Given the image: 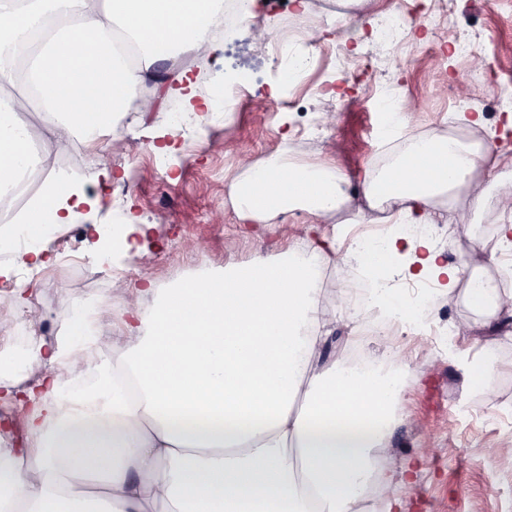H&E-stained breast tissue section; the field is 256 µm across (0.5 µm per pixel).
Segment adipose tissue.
Segmentation results:
<instances>
[{"label":"adipose tissue","instance_id":"obj_1","mask_svg":"<svg viewBox=\"0 0 512 512\" xmlns=\"http://www.w3.org/2000/svg\"><path fill=\"white\" fill-rule=\"evenodd\" d=\"M220 0H0V211L29 169L46 178L14 219L0 249V288L28 316L19 268L47 263L48 224L72 223L87 198L62 173L60 156L78 131L100 152L114 114H147L179 98L197 113L190 52L223 51L208 37ZM47 28L15 82L18 44ZM152 85L149 96L137 87ZM483 154L423 135L399 163L367 171L366 206L385 212V239L352 243L347 254L380 280L389 263L442 290L461 283L415 224H444L439 198L462 192L474 209L488 197L474 176ZM348 177L336 163L294 165L280 155L248 166L230 184L244 224H274L291 209L316 218L345 202ZM136 220L99 232L94 249L136 253ZM305 258H255L159 288L146 284L117 316L111 353L77 322L66 343L46 348L35 333L21 347L41 368L33 383L0 379V401L20 412L23 447L0 442V512H367L369 478L387 485L376 454L398 422L402 384L377 372L319 369L316 351L334 330L313 285L317 266L338 261L335 239L307 240ZM467 300L486 316L505 294L471 271Z\"/></svg>","mask_w":512,"mask_h":512}]
</instances>
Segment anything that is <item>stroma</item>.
I'll return each mask as SVG.
<instances>
[{
    "label": "stroma",
    "mask_w": 512,
    "mask_h": 512,
    "mask_svg": "<svg viewBox=\"0 0 512 512\" xmlns=\"http://www.w3.org/2000/svg\"><path fill=\"white\" fill-rule=\"evenodd\" d=\"M443 15L428 22L440 34L455 32L479 36L487 60L502 74H512V9L498 0H445ZM345 24L344 12L335 21L318 26L320 48L301 83L285 86L273 60L260 55V20L224 32V54L215 61L213 86L224 83L225 68H232L243 90L237 112L214 111L208 115L207 135L185 131L173 155L160 156L143 133L145 127L159 129L173 121L172 100H164L162 111L149 119L131 115L128 135H116L95 158L82 152L81 183L103 193V205L82 211L69 236L48 242L53 263L42 270H18L20 281L31 282L42 317L60 326L54 344L65 340L76 321L101 307L115 308L134 283L151 278L170 287L193 275L219 272L229 265H242L257 255L276 256L304 237L310 217L306 212L289 213L278 224L238 223L228 196L230 182L242 170L243 161L257 162L288 141H295L302 120L292 105L294 98L308 95L326 82L336 80V61L327 55ZM434 46L426 39L406 48L391 61L380 86L399 84L412 111L415 127L424 133L438 129L439 113L448 99L441 85L463 69L456 58L436 67ZM377 47L360 42L354 50L357 64L344 90L351 102L348 111L337 113L325 139L307 145L293 157L297 163L336 160L350 176V193L341 210L326 217L320 232L336 237L349 247L353 232L349 221L361 208L359 187L367 169L380 158L385 142L380 130L375 98L363 87L374 75L372 60ZM114 175H126L131 187L123 204L111 200V186L97 183L100 167ZM176 177L168 195L158 192L161 168ZM490 202L473 210L464 196H456L449 217L451 240L441 249L449 262L464 264L488 274L498 269L494 251L501 211L497 198L512 191V179L491 165L481 166ZM140 216L151 227L146 253L115 260L114 270L132 272L129 281H110L83 273L71 274L59 261L61 252L78 247L88 252L95 240L97 224H120L126 213ZM355 262L326 264L324 304L336 317V330L317 353L320 365L344 369L347 354L359 346L380 358L400 361L406 382L400 400L401 420L391 430L380 452L381 468L405 472L406 484L378 493V500L396 498L401 512H512V317H502L499 326L487 327L485 318L468 302L464 285L452 291H436L433 320L461 326L456 345L439 353L428 331L402 330L393 336L364 337L353 333L346 307L337 299L339 289L353 281ZM483 359L492 366L484 388L465 383L470 361Z\"/></svg>",
    "instance_id": "obj_1"
}]
</instances>
